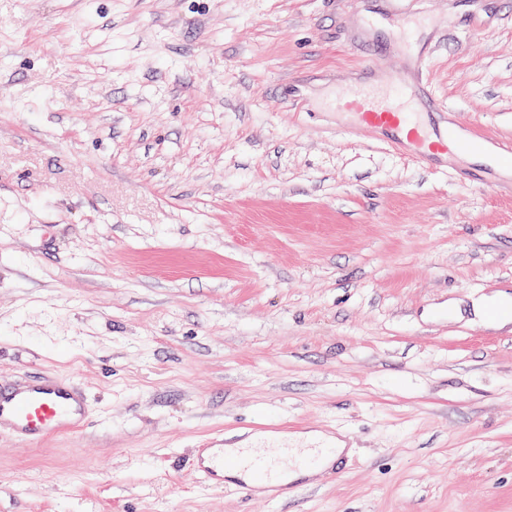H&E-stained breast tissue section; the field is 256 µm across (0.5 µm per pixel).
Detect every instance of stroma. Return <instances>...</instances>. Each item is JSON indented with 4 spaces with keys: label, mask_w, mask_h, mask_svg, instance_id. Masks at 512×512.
Masks as SVG:
<instances>
[{
    "label": "stroma",
    "mask_w": 512,
    "mask_h": 512,
    "mask_svg": "<svg viewBox=\"0 0 512 512\" xmlns=\"http://www.w3.org/2000/svg\"><path fill=\"white\" fill-rule=\"evenodd\" d=\"M391 0H0V382L87 398L0 434V512H512V164L424 168L332 99ZM431 88L512 140V0H407ZM461 311L451 316L449 303ZM340 434L342 477L204 487L213 432ZM86 401L71 381L28 376L0 384V433H9L24 445L38 444L73 428Z\"/></svg>",
    "instance_id": "obj_1"
}]
</instances>
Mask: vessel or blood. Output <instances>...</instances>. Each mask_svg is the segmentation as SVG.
I'll use <instances>...</instances> for the list:
<instances>
[{
	"label": "vessel or blood",
	"mask_w": 512,
	"mask_h": 512,
	"mask_svg": "<svg viewBox=\"0 0 512 512\" xmlns=\"http://www.w3.org/2000/svg\"><path fill=\"white\" fill-rule=\"evenodd\" d=\"M428 21L425 15L394 14L393 47L400 65L385 68L369 60L363 84L338 90L337 109L353 113L358 128L382 135L391 148L425 166L451 155H470L492 142L497 145L498 161L512 162V143L496 140L479 121H463L455 128L430 122V115L441 110L426 92L432 56L415 42L416 30ZM85 407L84 398L70 381L29 376L0 384V433L35 445L72 429L74 418L83 415ZM193 468L200 481L212 487L224 486L225 471L236 470L238 492L251 499L279 501L299 494L301 484L293 479L294 471L311 468L317 477H333L339 472V458L336 443L329 437L293 446L287 430L260 423L248 427L238 442L221 434L208 438L200 444Z\"/></svg>",
	"instance_id": "obj_1"
}]
</instances>
